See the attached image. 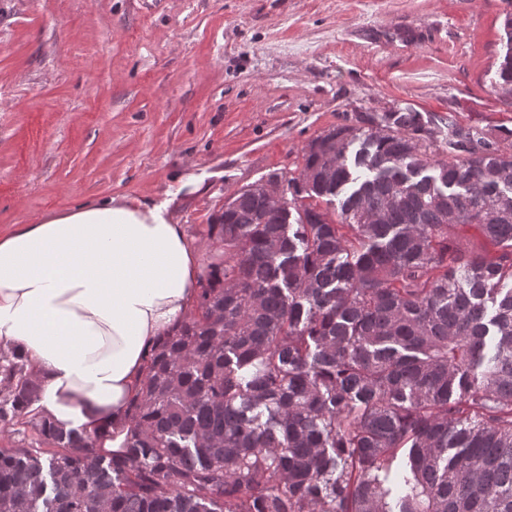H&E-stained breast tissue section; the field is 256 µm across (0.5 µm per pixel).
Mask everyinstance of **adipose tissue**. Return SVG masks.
I'll list each match as a JSON object with an SVG mask.
<instances>
[{
	"label": "adipose tissue",
	"mask_w": 512,
	"mask_h": 512,
	"mask_svg": "<svg viewBox=\"0 0 512 512\" xmlns=\"http://www.w3.org/2000/svg\"><path fill=\"white\" fill-rule=\"evenodd\" d=\"M197 279L194 243L155 204L112 198L21 225L0 235V347L34 366L45 416L121 452L145 356Z\"/></svg>",
	"instance_id": "1"
}]
</instances>
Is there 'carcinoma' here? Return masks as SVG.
Wrapping results in <instances>:
<instances>
[{
    "label": "carcinoma",
    "mask_w": 512,
    "mask_h": 512,
    "mask_svg": "<svg viewBox=\"0 0 512 512\" xmlns=\"http://www.w3.org/2000/svg\"><path fill=\"white\" fill-rule=\"evenodd\" d=\"M359 122L307 145L279 215L248 187L208 225L224 260L122 453L32 412L0 348V422L53 447L0 448V512H512V143L453 125L439 160L415 112Z\"/></svg>",
    "instance_id": "carcinoma-1"
}]
</instances>
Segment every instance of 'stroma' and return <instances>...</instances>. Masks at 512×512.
Listing matches in <instances>:
<instances>
[{"label":"stroma","instance_id":"1","mask_svg":"<svg viewBox=\"0 0 512 512\" xmlns=\"http://www.w3.org/2000/svg\"><path fill=\"white\" fill-rule=\"evenodd\" d=\"M512 0H0V234L108 198L199 246L248 186L359 116L512 132Z\"/></svg>","mask_w":512,"mask_h":512}]
</instances>
